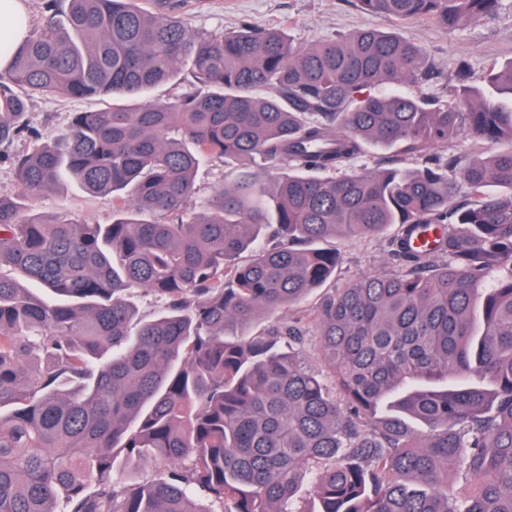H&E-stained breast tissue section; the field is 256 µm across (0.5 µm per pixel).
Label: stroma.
<instances>
[{"mask_svg":"<svg viewBox=\"0 0 512 512\" xmlns=\"http://www.w3.org/2000/svg\"><path fill=\"white\" fill-rule=\"evenodd\" d=\"M191 29L198 33L228 32L241 25L281 29L294 43L307 44L330 40L365 28L395 31L417 42L430 59L436 77L422 86L409 83L389 87L378 86L381 94L396 91L405 95L420 94L446 100L443 75L453 69L458 60H467L473 72L484 70L490 60L505 63L512 60V0H503L495 20L480 22L455 33H443L423 19L396 21L369 14L358 0H178ZM97 100L74 98L60 94L36 96L27 104L25 123L28 136L13 144L0 147V194L17 191L16 171L9 161L10 154L26 150L33 144L65 135L73 113L96 108ZM36 213L51 217L68 212L78 221L88 224H108L112 221V200L95 197L71 186L47 192L31 202ZM390 225L381 235L367 239H333L332 245L341 259L327 287L312 290L292 307L282 309L285 317L313 313L328 288H340L387 264L388 241L397 232Z\"/></svg>","mask_w":512,"mask_h":512,"instance_id":"1","label":"stroma"}]
</instances>
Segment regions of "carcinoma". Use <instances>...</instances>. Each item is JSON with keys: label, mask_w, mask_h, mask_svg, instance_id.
<instances>
[{"label": "carcinoma", "mask_w": 512, "mask_h": 512, "mask_svg": "<svg viewBox=\"0 0 512 512\" xmlns=\"http://www.w3.org/2000/svg\"><path fill=\"white\" fill-rule=\"evenodd\" d=\"M139 2L47 0L0 72V145L33 95L112 98L14 154L0 195V512H512V60L458 61L444 104L376 96L433 76L421 47L198 34ZM359 2L454 33L502 0ZM460 131L495 148L430 153ZM368 147L419 166L356 168ZM206 163L235 177L199 201ZM69 183L112 223L29 207ZM391 224L396 269L246 333L332 277L324 243ZM134 289L162 310L136 320ZM120 458L166 472L117 484Z\"/></svg>", "instance_id": "carcinoma-1"}]
</instances>
